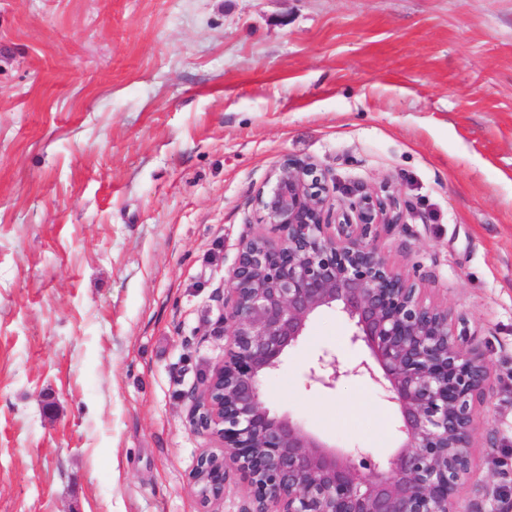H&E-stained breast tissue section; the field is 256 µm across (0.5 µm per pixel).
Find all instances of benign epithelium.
<instances>
[{
    "mask_svg": "<svg viewBox=\"0 0 512 512\" xmlns=\"http://www.w3.org/2000/svg\"><path fill=\"white\" fill-rule=\"evenodd\" d=\"M355 195L336 211L325 173L289 159L257 195L262 223L276 236L241 242L224 289V360L187 394L189 426L221 445L218 453L202 449L192 472L202 512L224 498L232 473L247 489L244 512H460L491 364L479 347L464 346L466 329L448 309L426 303L379 248L380 228L401 222L389 187ZM324 309L353 322L351 341L363 342L378 368L324 351L308 379L334 389L367 376L384 386L402 434L386 461L337 451L300 420L273 412L263 392Z\"/></svg>",
    "mask_w": 512,
    "mask_h": 512,
    "instance_id": "7a95c632",
    "label": "benign epithelium"
}]
</instances>
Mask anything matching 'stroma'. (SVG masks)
Here are the masks:
<instances>
[{"label":"stroma","mask_w":512,"mask_h":512,"mask_svg":"<svg viewBox=\"0 0 512 512\" xmlns=\"http://www.w3.org/2000/svg\"><path fill=\"white\" fill-rule=\"evenodd\" d=\"M288 159L339 208L389 187L381 250L493 367L460 504L512 512V0H0V512H199L185 395ZM352 330L317 315L264 391L386 460L380 385L308 383Z\"/></svg>","instance_id":"1"}]
</instances>
